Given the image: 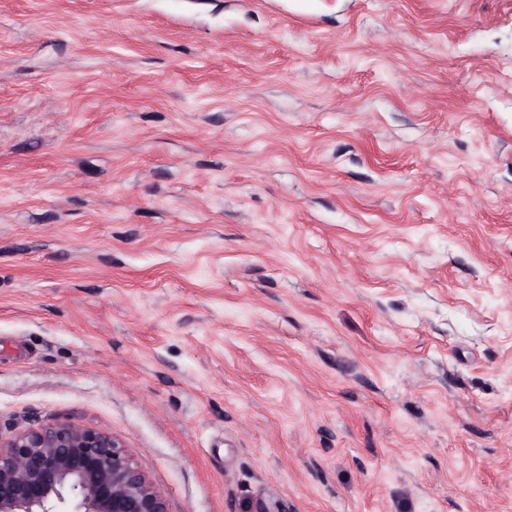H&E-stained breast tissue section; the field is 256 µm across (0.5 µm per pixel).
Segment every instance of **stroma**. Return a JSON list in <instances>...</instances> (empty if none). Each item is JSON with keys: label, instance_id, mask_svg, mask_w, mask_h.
Returning a JSON list of instances; mask_svg holds the SVG:
<instances>
[{"label": "stroma", "instance_id": "obj_1", "mask_svg": "<svg viewBox=\"0 0 512 512\" xmlns=\"http://www.w3.org/2000/svg\"><path fill=\"white\" fill-rule=\"evenodd\" d=\"M168 512H512V0H0V436Z\"/></svg>", "mask_w": 512, "mask_h": 512}]
</instances>
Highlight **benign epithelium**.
<instances>
[{"label": "benign epithelium", "mask_w": 512, "mask_h": 512, "mask_svg": "<svg viewBox=\"0 0 512 512\" xmlns=\"http://www.w3.org/2000/svg\"><path fill=\"white\" fill-rule=\"evenodd\" d=\"M168 512L164 497L111 434L68 421L0 440V512Z\"/></svg>", "instance_id": "obj_1"}]
</instances>
